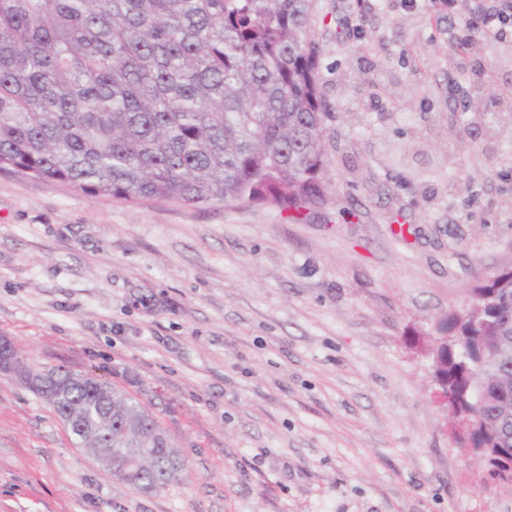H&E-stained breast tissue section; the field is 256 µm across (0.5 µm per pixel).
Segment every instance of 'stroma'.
Returning <instances> with one entry per match:
<instances>
[{
    "label": "stroma",
    "mask_w": 512,
    "mask_h": 512,
    "mask_svg": "<svg viewBox=\"0 0 512 512\" xmlns=\"http://www.w3.org/2000/svg\"><path fill=\"white\" fill-rule=\"evenodd\" d=\"M459 18L312 0L330 188L305 221L133 205L0 170V338L90 373L174 439L143 494L0 375V512H512L452 443L424 345L512 266V60L448 90Z\"/></svg>",
    "instance_id": "obj_1"
}]
</instances>
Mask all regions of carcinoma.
Wrapping results in <instances>:
<instances>
[{"mask_svg": "<svg viewBox=\"0 0 512 512\" xmlns=\"http://www.w3.org/2000/svg\"><path fill=\"white\" fill-rule=\"evenodd\" d=\"M311 0H0V169L133 204L304 212L327 187ZM467 393L460 444L512 456V270L436 325ZM30 385L75 445L144 494L185 471L135 399L65 367ZM482 412L471 429L475 392Z\"/></svg>", "mask_w": 512, "mask_h": 512, "instance_id": "obj_1", "label": "carcinoma"}]
</instances>
